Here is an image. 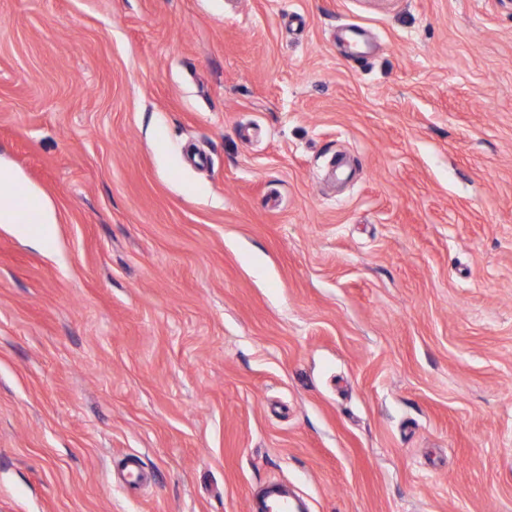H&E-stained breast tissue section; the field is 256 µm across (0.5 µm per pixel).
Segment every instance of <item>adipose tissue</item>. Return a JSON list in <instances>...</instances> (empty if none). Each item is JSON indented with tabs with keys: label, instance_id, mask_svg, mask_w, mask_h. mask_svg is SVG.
Masks as SVG:
<instances>
[{
	"label": "adipose tissue",
	"instance_id": "1",
	"mask_svg": "<svg viewBox=\"0 0 512 512\" xmlns=\"http://www.w3.org/2000/svg\"><path fill=\"white\" fill-rule=\"evenodd\" d=\"M57 221L56 210L49 201L13 175L0 174L1 224L51 225Z\"/></svg>",
	"mask_w": 512,
	"mask_h": 512
}]
</instances>
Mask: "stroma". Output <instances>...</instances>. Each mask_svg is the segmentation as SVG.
<instances>
[{
    "mask_svg": "<svg viewBox=\"0 0 512 512\" xmlns=\"http://www.w3.org/2000/svg\"><path fill=\"white\" fill-rule=\"evenodd\" d=\"M3 163L0 512H512V0H0ZM35 203L32 215L28 214L29 203ZM0 223L1 224H58L54 206L39 197L31 187L14 177L2 172L0 175Z\"/></svg>",
    "mask_w": 512,
    "mask_h": 512,
    "instance_id": "stroma-1",
    "label": "stroma"
}]
</instances>
